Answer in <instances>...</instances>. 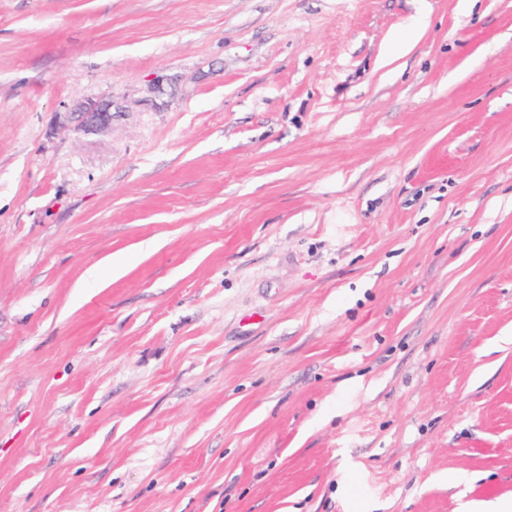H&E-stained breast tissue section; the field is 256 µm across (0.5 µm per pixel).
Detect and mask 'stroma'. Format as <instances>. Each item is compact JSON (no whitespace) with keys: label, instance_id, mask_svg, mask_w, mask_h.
<instances>
[{"label":"stroma","instance_id":"1","mask_svg":"<svg viewBox=\"0 0 512 512\" xmlns=\"http://www.w3.org/2000/svg\"><path fill=\"white\" fill-rule=\"evenodd\" d=\"M460 2L0 0V512L512 500V0ZM70 113L71 120L77 121L86 131H103L112 127V105L86 103L77 106Z\"/></svg>","mask_w":512,"mask_h":512}]
</instances>
